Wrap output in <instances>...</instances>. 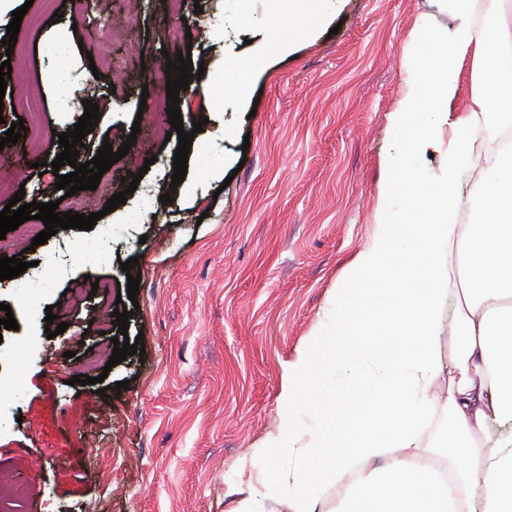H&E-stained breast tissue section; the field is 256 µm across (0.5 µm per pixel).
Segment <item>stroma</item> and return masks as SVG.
Segmentation results:
<instances>
[{"label":"stroma","mask_w":512,"mask_h":512,"mask_svg":"<svg viewBox=\"0 0 512 512\" xmlns=\"http://www.w3.org/2000/svg\"><path fill=\"white\" fill-rule=\"evenodd\" d=\"M267 0H34L22 24L21 55L4 57L11 78L0 99V138L17 122L22 100L38 101L37 145L18 148L55 161L58 133L73 128L84 101L100 117L78 160L103 143L136 135V149L105 172L94 190L62 197L57 174L0 162V181L25 202L66 199L69 210L100 213L91 230H59L47 243L0 240V257L28 262L33 303L0 286L18 330L0 325V473L26 488L24 512H235L253 485L284 471L264 455L278 423L283 368L332 308L344 267L373 238L381 158L391 149L389 114L400 98L408 35L423 14L447 25L426 0H344L337 34H298L292 51L261 65L244 101L228 98L214 112L202 95H181L184 130L194 118L216 159L204 182L188 171L172 185L177 139H165L154 109L166 89L146 83L142 61L190 51L193 63L247 57L248 40L266 33ZM219 19L213 35L210 19ZM64 43L69 84L51 80L48 46ZM98 70L91 78L90 70ZM139 133H132V126ZM152 165H145V158ZM143 178L125 205L105 212L122 178ZM170 202H161V195ZM103 237L112 259L93 263L81 245ZM138 258L139 312L128 337H143L144 355L109 366L106 348L117 329L111 314L120 264ZM61 275L43 287L38 265ZM107 282L92 292L91 279ZM87 296L71 304L69 294ZM54 313L67 330L47 337ZM107 327L90 330V321ZM328 385L336 416L344 394L366 390L351 355L336 352ZM104 376L96 395L79 378ZM127 382L116 390L117 382ZM253 482L238 485L243 461Z\"/></svg>","instance_id":"1"}]
</instances>
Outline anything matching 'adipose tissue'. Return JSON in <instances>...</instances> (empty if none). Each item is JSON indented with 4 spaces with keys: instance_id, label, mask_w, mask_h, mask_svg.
Instances as JSON below:
<instances>
[{
    "instance_id": "ef3b65f1",
    "label": "adipose tissue",
    "mask_w": 512,
    "mask_h": 512,
    "mask_svg": "<svg viewBox=\"0 0 512 512\" xmlns=\"http://www.w3.org/2000/svg\"><path fill=\"white\" fill-rule=\"evenodd\" d=\"M265 41L253 55L215 65L201 93L223 103L225 74L235 70L238 98H245L259 65L290 48L294 32H314L329 21L337 0H268ZM451 22L435 30L419 23L409 34L414 51L403 62L404 92L389 115L395 145L381 160L378 230L371 244L346 265L334 312L284 368L278 396L280 424L265 441L288 470L239 512H267L287 499L289 512H512V147L476 144L474 125L495 114L512 126V27L480 22L484 0H434ZM472 63V89L459 110L458 75ZM438 113L453 132L442 173L428 180L423 161L435 149L421 110ZM475 174L464 185L460 170ZM403 194L409 214L401 222L389 202ZM468 206L469 224L458 222ZM383 280L365 301L357 284ZM454 311H447V302ZM454 315L451 366H444L439 331ZM343 337L359 362L358 378L371 392L368 409L329 425L321 382L334 337ZM451 369L444 397L433 393ZM443 409L445 458L454 465L455 488L442 473L421 467L429 450L423 436ZM307 410L308 425L298 413ZM501 427L491 438L492 427ZM338 448L318 470L309 463L326 445ZM340 505L325 499L328 488Z\"/></svg>"
}]
</instances>
